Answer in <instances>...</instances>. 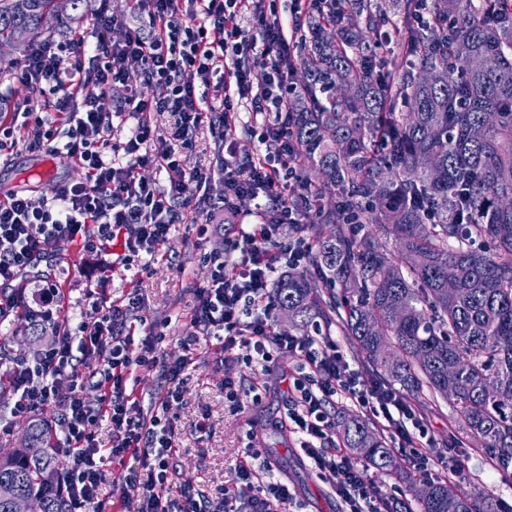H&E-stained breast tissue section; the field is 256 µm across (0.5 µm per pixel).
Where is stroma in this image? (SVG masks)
Instances as JSON below:
<instances>
[{
    "label": "stroma",
    "mask_w": 512,
    "mask_h": 512,
    "mask_svg": "<svg viewBox=\"0 0 512 512\" xmlns=\"http://www.w3.org/2000/svg\"><path fill=\"white\" fill-rule=\"evenodd\" d=\"M42 135L41 128L30 127L27 143L0 151L1 191L26 187L38 203L51 197L57 181L83 178L80 167L62 163L35 148V141ZM223 250V236L200 242L189 225H173L168 237L156 245L154 262L147 264L139 258L131 268L117 267L107 291L114 297L138 291L142 299L140 316L165 333L164 352L169 360H178L186 353L180 340L190 331L191 290L210 275L200 257ZM47 269L56 274L66 295L67 316L79 317L86 290L98 285L91 256L78 243L65 242ZM191 355L193 364L184 396L170 410L180 432V450L173 459L177 483H192L206 490L225 485L247 441L252 440L272 451L277 462L275 474L295 488L301 512H343L328 481L298 456L293 435L282 425L288 400L287 360H278L256 376L242 362L243 352L237 347L226 351L216 342L204 341ZM228 377L239 380L244 392L258 390L260 401L248 404L244 413L232 412L224 398V380ZM202 419L208 424L204 433L196 428ZM472 445V440H464L456 451L463 465L457 485L467 492L484 489L512 505V472L489 468Z\"/></svg>",
    "instance_id": "stroma-1"
}]
</instances>
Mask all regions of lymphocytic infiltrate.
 I'll list each match as a JSON object with an SVG mask.
<instances>
[{
	"mask_svg": "<svg viewBox=\"0 0 512 512\" xmlns=\"http://www.w3.org/2000/svg\"><path fill=\"white\" fill-rule=\"evenodd\" d=\"M131 12L138 22L126 25L117 41L109 34L118 21L102 6L93 38L78 33L33 43L14 77L38 93L40 105L0 121V148L18 144L30 126H46L50 154L84 171L82 180L58 183L38 205L24 189L0 193V317L20 308L33 333L55 332L30 360L10 359L0 340V361L10 363L13 414L47 405L59 410L54 430L68 457L61 488L69 512H112L116 500L132 503L133 512H295L294 488L275 479L273 456L253 444L237 461L231 485L210 492L174 486L179 429L168 410L183 395L190 353L203 338L242 349L245 364L256 368L287 359L288 429L346 512H389L390 500L339 440L328 410L334 403L374 419L404 448L416 475L454 479L461 464L431 450L427 418L398 391L353 369L330 329L318 326L302 336L277 329L271 287L282 271L305 270L310 252L303 238L287 234L310 217L294 204L304 187L288 118L296 95L288 59L297 41L286 31L278 0H131ZM131 61L157 87L153 98L129 85ZM116 84L127 93L110 112L102 100ZM243 111L254 116L258 153L228 151L213 172L188 167L179 145L202 127L226 135ZM156 112L169 114L167 129L154 125ZM118 118L133 125L116 140ZM149 169L166 171L168 187L147 178ZM217 185L225 210L247 196L257 220L234 224L224 252L205 255L210 276L194 290L192 330L181 340L186 357L168 361L162 334L133 324L140 306L133 292L92 301L70 325L59 283L38 272L40 261L57 258L66 241L96 254L104 272L112 269V242L128 257L153 254L181 223L180 206L209 197ZM142 370L157 371L162 380L147 412L130 388ZM63 376L68 386L60 385ZM91 379L100 391L94 405L83 394ZM104 421L113 435L108 446L97 438ZM114 459L127 467L108 485L102 467Z\"/></svg>",
	"mask_w": 512,
	"mask_h": 512,
	"instance_id": "obj_1",
	"label": "lymphocytic infiltrate"
}]
</instances>
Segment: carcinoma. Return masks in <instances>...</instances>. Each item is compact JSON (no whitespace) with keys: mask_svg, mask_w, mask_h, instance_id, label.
I'll return each instance as SVG.
<instances>
[{"mask_svg":"<svg viewBox=\"0 0 512 512\" xmlns=\"http://www.w3.org/2000/svg\"><path fill=\"white\" fill-rule=\"evenodd\" d=\"M64 16L56 0H0V55L25 52ZM331 0L316 7L296 53L292 103L311 222L310 265L275 283L279 309L308 333L339 328L371 375L457 428L493 468L512 469V0ZM455 288L448 289V268ZM339 435L367 465L397 469L361 417ZM53 433L31 421L0 448V512L12 494L69 512ZM421 481V512H500L489 494Z\"/></svg>","mask_w":512,"mask_h":512,"instance_id":"1","label":"carcinoma"}]
</instances>
